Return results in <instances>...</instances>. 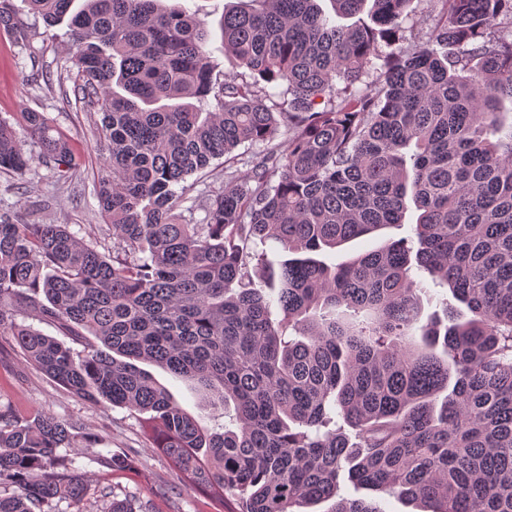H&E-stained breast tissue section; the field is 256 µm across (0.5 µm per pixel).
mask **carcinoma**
I'll return each mask as SVG.
<instances>
[{
  "instance_id": "1",
  "label": "carcinoma",
  "mask_w": 512,
  "mask_h": 512,
  "mask_svg": "<svg viewBox=\"0 0 512 512\" xmlns=\"http://www.w3.org/2000/svg\"><path fill=\"white\" fill-rule=\"evenodd\" d=\"M24 2L71 15L79 102L102 114L112 255L65 224L0 216V338L69 391L149 414L151 446L216 512L230 497L233 512H382L341 495L343 476L417 512H512V0H440L443 25L399 52L412 0H373L371 26L315 0H249L222 22L232 76L185 8ZM21 119L38 151L0 118V172L37 159L69 178V141L42 112ZM281 127L247 177L198 194L193 220L188 177ZM409 201L411 236L318 258L404 224ZM414 268L469 316L421 322ZM24 309L81 349L18 323ZM135 360L234 406L236 428H203ZM79 437L96 440L0 409V512H133L90 502L58 454Z\"/></svg>"
}]
</instances>
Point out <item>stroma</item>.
Returning a JSON list of instances; mask_svg holds the SVG:
<instances>
[{"label":"stroma","instance_id":"35a3bbf8","mask_svg":"<svg viewBox=\"0 0 512 512\" xmlns=\"http://www.w3.org/2000/svg\"><path fill=\"white\" fill-rule=\"evenodd\" d=\"M209 32L208 47L219 70L236 71L224 52L220 23L240 0H182ZM17 25L0 27V117L19 118L22 112L46 113L53 127L68 138L75 169L68 180L39 163L23 174L0 173V215L16 224H65L77 237L97 243L100 252L112 251V231L105 224L94 187L108 172L103 152L95 147L101 115L69 105L65 92L74 80L64 77L69 66L70 31L66 23H46L23 0H6ZM154 379L209 431H221L225 418L220 405L204 399L188 382L150 366ZM0 407L20 420L54 416L82 424L99 436L98 445L76 443L62 454L79 474L89 479L91 497L113 493L135 512H214L210 499L179 482L170 460L151 448L144 416L137 411L97 403L77 396L27 363L19 349L0 347ZM126 455L131 466L115 471L104 462L106 452Z\"/></svg>","mask_w":512,"mask_h":512}]
</instances>
